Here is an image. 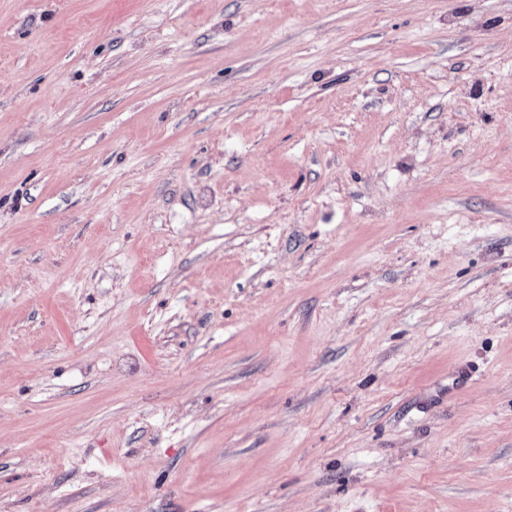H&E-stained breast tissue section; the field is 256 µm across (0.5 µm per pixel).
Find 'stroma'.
<instances>
[{
  "instance_id": "1",
  "label": "stroma",
  "mask_w": 512,
  "mask_h": 512,
  "mask_svg": "<svg viewBox=\"0 0 512 512\" xmlns=\"http://www.w3.org/2000/svg\"><path fill=\"white\" fill-rule=\"evenodd\" d=\"M0 512H512V0H0Z\"/></svg>"
}]
</instances>
